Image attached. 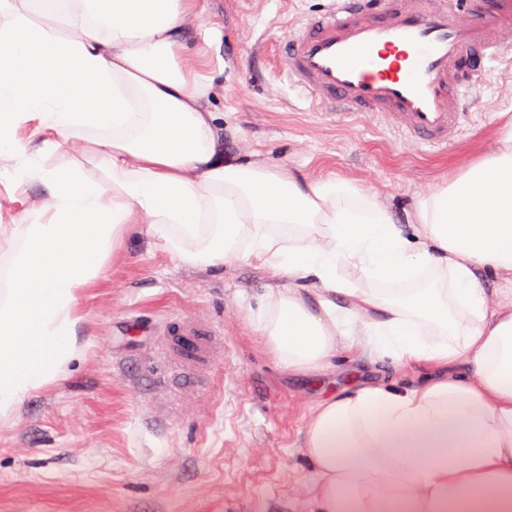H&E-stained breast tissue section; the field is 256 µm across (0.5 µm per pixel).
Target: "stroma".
Segmentation results:
<instances>
[{
    "instance_id": "35a3bbf8",
    "label": "stroma",
    "mask_w": 512,
    "mask_h": 512,
    "mask_svg": "<svg viewBox=\"0 0 512 512\" xmlns=\"http://www.w3.org/2000/svg\"><path fill=\"white\" fill-rule=\"evenodd\" d=\"M330 0H197L185 36L208 54L224 151L378 191L403 213L443 174L492 152L512 113V56L470 91L462 135L426 152L384 117H342L289 82L276 48ZM41 196L0 183V225ZM267 278L235 264L186 266L130 227L78 301L84 349L0 424V512H308L301 447L318 401L393 376L358 353L318 374L282 369L246 317ZM181 318L215 333L201 366L158 361L152 327Z\"/></svg>"
}]
</instances>
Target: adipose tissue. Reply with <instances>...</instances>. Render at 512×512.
Returning a JSON list of instances; mask_svg holds the SVG:
<instances>
[{"label":"adipose tissue","instance_id":"ef3b65f1","mask_svg":"<svg viewBox=\"0 0 512 512\" xmlns=\"http://www.w3.org/2000/svg\"><path fill=\"white\" fill-rule=\"evenodd\" d=\"M194 3L0 0V161L43 188L5 238L0 423L81 354L78 298L143 224L183 264L266 272L248 315L285 369L359 348L433 367L317 403L310 512H512V121L403 219L336 176L225 157L184 37ZM76 141L97 175L46 164Z\"/></svg>","mask_w":512,"mask_h":512}]
</instances>
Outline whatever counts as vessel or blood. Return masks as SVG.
Listing matches in <instances>:
<instances>
[{
    "label": "vessel or blood",
    "mask_w": 512,
    "mask_h": 512,
    "mask_svg": "<svg viewBox=\"0 0 512 512\" xmlns=\"http://www.w3.org/2000/svg\"><path fill=\"white\" fill-rule=\"evenodd\" d=\"M460 21L448 0H332L279 47L291 83L336 115L384 114L393 130L440 149L463 131L467 90L487 61L512 53V0H468ZM165 339L185 337L189 358L211 338L179 320Z\"/></svg>",
    "instance_id": "1"
}]
</instances>
